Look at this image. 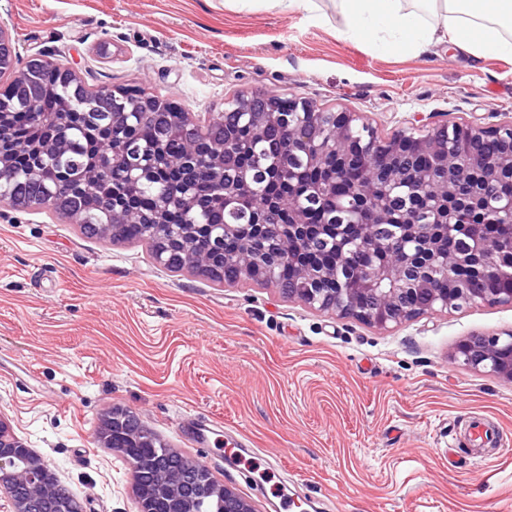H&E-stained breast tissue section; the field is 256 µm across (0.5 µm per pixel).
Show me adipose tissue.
<instances>
[{"label": "adipose tissue", "instance_id": "obj_1", "mask_svg": "<svg viewBox=\"0 0 512 512\" xmlns=\"http://www.w3.org/2000/svg\"><path fill=\"white\" fill-rule=\"evenodd\" d=\"M242 10L264 3L283 13L303 11L342 39L382 51L417 54L453 45L470 55H512V0H333L335 14L317 0H232Z\"/></svg>", "mask_w": 512, "mask_h": 512}]
</instances>
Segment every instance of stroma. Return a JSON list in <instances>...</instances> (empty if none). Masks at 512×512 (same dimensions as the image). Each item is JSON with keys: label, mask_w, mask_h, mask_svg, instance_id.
<instances>
[{"label": "stroma", "mask_w": 512, "mask_h": 512, "mask_svg": "<svg viewBox=\"0 0 512 512\" xmlns=\"http://www.w3.org/2000/svg\"><path fill=\"white\" fill-rule=\"evenodd\" d=\"M0 20L16 68L47 55L87 88L136 86L194 114L275 92L359 113L383 138L512 118V57L378 52L303 12L0 0ZM509 330L503 305L385 331L0 203V417L86 512L137 510L128 465L97 439L115 408L258 512H512V383L453 359L471 335ZM473 413L503 435L480 458L462 436ZM199 420L209 444L190 441Z\"/></svg>", "instance_id": "obj_1"}]
</instances>
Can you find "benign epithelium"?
I'll use <instances>...</instances> for the list:
<instances>
[{
	"instance_id": "7a95c632",
	"label": "benign epithelium",
	"mask_w": 512,
	"mask_h": 512,
	"mask_svg": "<svg viewBox=\"0 0 512 512\" xmlns=\"http://www.w3.org/2000/svg\"><path fill=\"white\" fill-rule=\"evenodd\" d=\"M32 63L57 70L68 80L77 79L70 67H61L48 56L34 58ZM295 119L288 128V140L274 147V152L285 167L292 166V158L301 152L307 166L327 167V180L319 186L320 193H329L343 178V168L330 167V158H348V147L356 142L364 150L379 156L384 166L378 168L363 182L355 185L352 198L360 210L377 208L373 196L374 179L381 178L389 185L410 184L420 194L435 196L436 222L451 223L457 189L462 183L472 185L474 196L490 209L512 216V198L502 200L490 192L491 180L512 175V120L484 126L442 122L412 138V152L406 151L407 135L380 139L361 116L353 112H337L334 124L325 121L309 102L290 99L283 105L282 97L274 92L262 97L240 96L223 112L208 118H195L186 112H175L174 120L183 125L186 152L185 170L191 171L203 164L215 175L224 190H235L240 183L225 179V170L232 165L231 153L235 139L225 136L221 143H211L200 129L218 119L229 125L230 117L245 120L259 133L273 121L283 117V111ZM7 113L0 112V168L11 164L12 157L21 150L9 136ZM461 130L470 137L472 162L462 160L456 152L455 140ZM158 260L166 265L177 262L180 268H189L209 278L224 282L227 266L235 270L236 279L271 283L290 299L310 308L334 312L381 330L395 328L413 317L437 311L459 310L477 305H512V289L506 293L489 294L455 275L453 269L464 260L450 256L441 241L427 237L418 225L408 224L404 230L410 247H402V272L369 266L358 268L354 277L358 292L364 297L359 303L349 289L340 286L336 273L315 265L299 267L296 280L285 286L277 278L282 253L263 251L252 241L242 243V252L235 260L224 256V237L237 234L236 224H185L175 231L168 224L148 225ZM503 253L501 243L491 239H476L475 256L492 275H501L499 265ZM448 277V287L433 286L435 274ZM461 365L488 373L512 383V331L501 334H474L462 341L454 353ZM98 439L105 448H123L133 457L142 448L162 444L146 431L130 411L114 409L104 421ZM134 493L139 512H200L206 499L224 504V512H256L253 503L229 486L218 483L208 468L191 458L177 470L142 472L139 464L131 461ZM56 475L15 435L0 418V488L8 494L12 512H85L80 501L64 508L56 503L54 486Z\"/></svg>"
}]
</instances>
